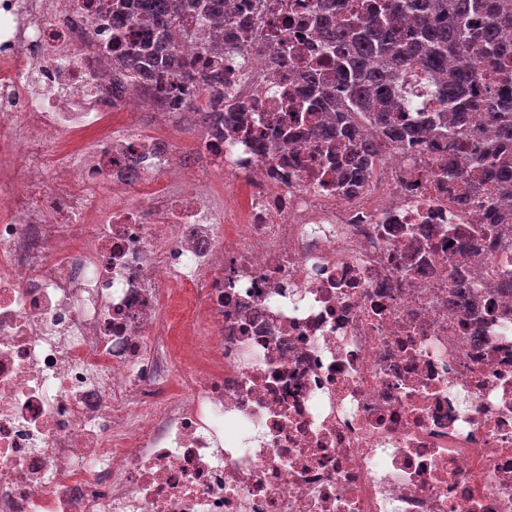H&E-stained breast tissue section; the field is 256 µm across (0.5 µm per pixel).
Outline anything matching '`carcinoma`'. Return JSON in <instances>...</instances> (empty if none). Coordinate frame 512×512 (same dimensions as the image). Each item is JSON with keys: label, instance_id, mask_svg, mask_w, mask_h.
Listing matches in <instances>:
<instances>
[{"label": "carcinoma", "instance_id": "1", "mask_svg": "<svg viewBox=\"0 0 512 512\" xmlns=\"http://www.w3.org/2000/svg\"><path fill=\"white\" fill-rule=\"evenodd\" d=\"M188 11L222 18L223 0H140L135 17L155 43L116 40L112 97L122 99L152 72L159 84L142 89L147 98L167 91L169 75L198 76L209 100L224 104V74L209 48L194 58L161 50ZM318 37L324 50L305 64L311 97L298 111L336 99L343 115L311 135L336 148L349 180L362 179L379 152L347 116L362 112L393 143L412 145L429 133L448 140V155L469 153L478 178L467 182L460 204L481 196L491 211L512 204V0H372L324 20ZM421 96L436 109L415 120L407 113ZM471 112L484 114L490 132L484 147L471 148Z\"/></svg>", "mask_w": 512, "mask_h": 512}]
</instances>
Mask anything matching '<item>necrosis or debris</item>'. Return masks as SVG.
<instances>
[{"instance_id": "4bbe7bcc", "label": "necrosis or debris", "mask_w": 512, "mask_h": 512, "mask_svg": "<svg viewBox=\"0 0 512 512\" xmlns=\"http://www.w3.org/2000/svg\"><path fill=\"white\" fill-rule=\"evenodd\" d=\"M332 2L182 17L173 51L215 45L249 121L200 129L175 183L203 86L113 99L129 14L0 0V512H512V227L482 235L435 140L384 142L347 187L307 134L334 107L294 109L321 50L300 19ZM149 107L153 145L63 148ZM183 335L175 367L159 339Z\"/></svg>"}]
</instances>
